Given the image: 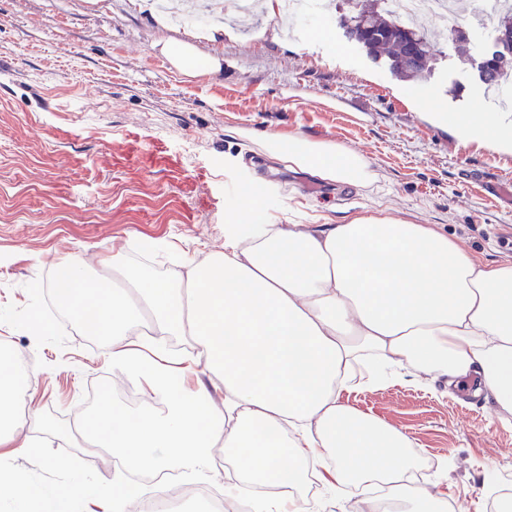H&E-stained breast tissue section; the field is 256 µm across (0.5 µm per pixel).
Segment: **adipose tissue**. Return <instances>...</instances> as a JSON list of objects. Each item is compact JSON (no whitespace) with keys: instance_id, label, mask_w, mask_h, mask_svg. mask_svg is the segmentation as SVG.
Instances as JSON below:
<instances>
[{"instance_id":"obj_1","label":"adipose tissue","mask_w":512,"mask_h":512,"mask_svg":"<svg viewBox=\"0 0 512 512\" xmlns=\"http://www.w3.org/2000/svg\"><path fill=\"white\" fill-rule=\"evenodd\" d=\"M187 76L221 70L188 42L161 45ZM266 151L321 179L366 186V161L330 143L284 138ZM92 262L67 254L54 263L53 287L69 307L94 299L112 366L143 383L147 401L129 411L102 403L81 422L87 440L140 470L204 471L224 444L249 483H274L252 512H322L293 493L303 472L354 512L342 491L380 484L402 512H448V496L414 485L412 441L388 421L349 404L345 393L380 374L412 383L468 381L474 396L512 415V263L460 249L434 224L398 221L379 210L344 224H275L244 189L225 219L224 248L190 263L175 284L148 270L125 274L127 288L91 278ZM151 320L159 336H188L187 356L144 358L130 333ZM217 375L224 406L188 386L195 367ZM38 367L18 370L0 353V500L22 512L39 498L43 512H130L129 496L73 480L39 492L12 460L37 452L18 436L16 405Z\"/></svg>"}]
</instances>
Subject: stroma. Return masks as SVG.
<instances>
[{
  "mask_svg": "<svg viewBox=\"0 0 512 512\" xmlns=\"http://www.w3.org/2000/svg\"><path fill=\"white\" fill-rule=\"evenodd\" d=\"M141 0H0V346L31 357L40 374L17 419L67 427L33 433L39 455L19 456L38 487L69 473L126 488L133 469L96 462L77 424L94 411L92 386H115L112 344L74 320L52 326L45 289L68 253L121 254L161 280L224 245L229 184L262 193L288 180L278 224H340L379 208L438 224L468 252L512 262V149L459 137L445 116L497 104L447 39L432 69L403 80L349 42L336 22L345 0H321L325 24L280 31L260 12L255 30L209 40V25L160 26ZM263 37H256V30ZM194 43L219 72L187 77L158 46ZM338 143L369 165L367 187L289 170L261 147L267 135ZM348 402L404 430L440 486L468 512L485 489L512 481V419L493 403L462 399L444 382H386Z\"/></svg>",
  "mask_w": 512,
  "mask_h": 512,
  "instance_id": "stroma-1",
  "label": "stroma"
}]
</instances>
